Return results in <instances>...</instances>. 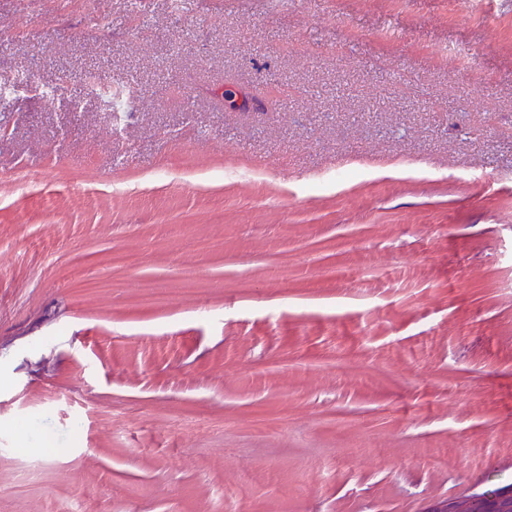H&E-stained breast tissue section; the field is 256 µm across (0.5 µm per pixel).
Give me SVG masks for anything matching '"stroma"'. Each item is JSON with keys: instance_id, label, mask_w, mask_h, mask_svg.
Here are the masks:
<instances>
[{"instance_id": "stroma-1", "label": "stroma", "mask_w": 512, "mask_h": 512, "mask_svg": "<svg viewBox=\"0 0 512 512\" xmlns=\"http://www.w3.org/2000/svg\"><path fill=\"white\" fill-rule=\"evenodd\" d=\"M171 3L0 0V512L512 486V0ZM2 84L16 95H25L32 92L45 94V89L31 72H16L1 78Z\"/></svg>"}]
</instances>
